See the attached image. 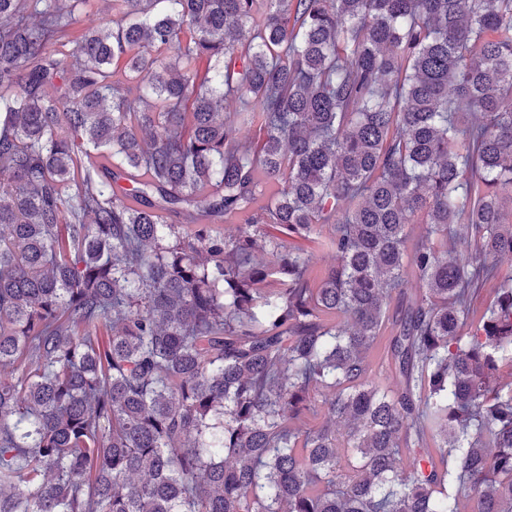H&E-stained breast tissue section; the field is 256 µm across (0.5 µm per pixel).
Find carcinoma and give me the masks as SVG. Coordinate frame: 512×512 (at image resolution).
I'll use <instances>...</instances> for the list:
<instances>
[{"label":"carcinoma","mask_w":512,"mask_h":512,"mask_svg":"<svg viewBox=\"0 0 512 512\" xmlns=\"http://www.w3.org/2000/svg\"><path fill=\"white\" fill-rule=\"evenodd\" d=\"M96 2L0 0V512H512V0ZM260 227L263 232H267L270 235L277 236L284 240L287 246H296L304 249L305 251L312 252L314 254L313 262L315 264V268H324L333 263L331 253L325 249H322L316 241L313 242L300 238H288L280 231L281 228L276 224H261ZM499 280L488 282L480 292L479 298L474 303L479 308H485L494 298V291L498 288L501 279L512 275V257L505 256L498 261Z\"/></svg>","instance_id":"cac0c4a2"}]
</instances>
